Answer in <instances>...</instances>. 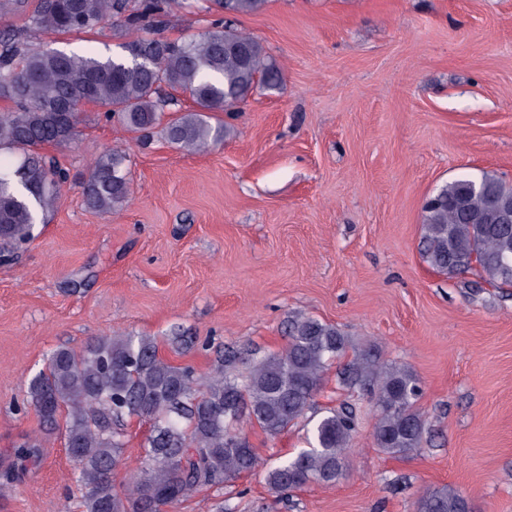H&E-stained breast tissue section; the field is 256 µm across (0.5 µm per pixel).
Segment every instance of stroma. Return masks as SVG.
Segmentation results:
<instances>
[{
	"instance_id": "stroma-1",
	"label": "stroma",
	"mask_w": 512,
	"mask_h": 512,
	"mask_svg": "<svg viewBox=\"0 0 512 512\" xmlns=\"http://www.w3.org/2000/svg\"><path fill=\"white\" fill-rule=\"evenodd\" d=\"M239 28L282 70L230 117L204 153L148 146L84 108L63 150L73 178L54 213L0 263V512H79L59 437L21 464L38 429L22 400L49 351L97 336L161 338L162 355L208 372L201 342L282 350L291 315L379 347L422 388L430 437L402 459L373 445L369 398L327 372L316 407L359 415L347 470L290 494L263 473L192 495L177 512H413L420 491L452 485L475 512H512V288L421 259L425 199L456 178L512 182V0H268ZM121 147L130 202L89 209L80 176ZM197 337L183 353L174 330ZM261 460L297 451L306 430L244 429Z\"/></svg>"
}]
</instances>
